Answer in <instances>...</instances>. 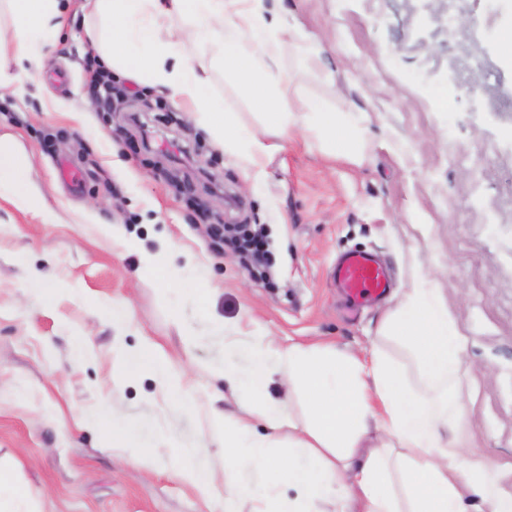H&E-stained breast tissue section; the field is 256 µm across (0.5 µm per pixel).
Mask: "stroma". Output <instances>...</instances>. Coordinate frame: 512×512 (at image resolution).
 Wrapping results in <instances>:
<instances>
[{"mask_svg":"<svg viewBox=\"0 0 512 512\" xmlns=\"http://www.w3.org/2000/svg\"><path fill=\"white\" fill-rule=\"evenodd\" d=\"M283 6L321 47L330 80L312 82L313 91L360 119L361 163L329 158L297 131L272 134L281 147L255 181L169 92L116 74L121 104L93 103L97 60L86 32L100 21L87 0H68L52 44L27 72L11 64L16 41L0 42L11 74L0 84V138L16 139L47 212L34 216L0 195V462L15 466L40 512H225L224 449L206 413L236 411L215 370L243 353L211 334V320L268 334L280 348L333 343L363 361L378 351L413 380L406 351L378 327L422 276L439 288L463 340L464 451L487 461L512 494V46L504 38L512 0ZM211 92L256 126L235 79L214 71ZM171 140L187 146L177 168L213 215L264 225L275 287L212 247L162 161ZM160 250L209 281L206 305L182 276L162 282L142 272L144 253ZM349 251L377 255L393 279L383 299L353 313L331 277ZM36 272L57 287L52 302L29 293ZM121 299L133 321L118 331L95 307ZM191 333L199 343L189 352ZM79 335L87 347L78 358ZM145 341L185 373L199 407H176L174 394L115 351ZM116 409L142 440L196 450L212 499L175 478L169 459L151 472L129 465L105 423ZM84 414L101 424L81 422Z\"/></svg>","mask_w":512,"mask_h":512,"instance_id":"35a3bbf8","label":"stroma"}]
</instances>
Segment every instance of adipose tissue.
I'll list each match as a JSON object with an SVG mask.
<instances>
[{"instance_id": "adipose-tissue-1", "label": "adipose tissue", "mask_w": 512, "mask_h": 512, "mask_svg": "<svg viewBox=\"0 0 512 512\" xmlns=\"http://www.w3.org/2000/svg\"><path fill=\"white\" fill-rule=\"evenodd\" d=\"M101 27L91 39L103 62L123 70L139 85L167 90L193 120L243 162L253 178L264 175L274 152L266 132L298 131L327 156L356 159L358 128L347 113L327 107L297 74L282 64L286 13H271L264 0H88ZM17 66L35 63L38 46L56 32L61 0H7ZM194 24L182 41L172 16ZM222 22L215 34L213 22ZM217 46L215 60L238 79L260 118L259 129L242 125L212 97L201 58ZM22 209L43 211L41 191L26 178L13 142L0 139V191ZM228 348H244L247 364L228 362L218 371L226 390L241 400L240 414L212 412L210 430L225 447L224 499L250 502V512H512L498 474L484 461L462 457L456 423L458 391L465 370L456 343L458 327L436 289H405L385 314L379 332L404 343L421 377L408 382L401 367L381 354L369 362L343 354L335 345L274 347L268 336L239 334L217 324ZM145 367L162 392L181 402L193 391L158 349L140 347ZM278 384L283 399L268 396ZM307 406L303 423L290 410L291 397ZM262 420L259 435L254 420ZM289 429L288 460L275 453L276 436Z\"/></svg>"}]
</instances>
